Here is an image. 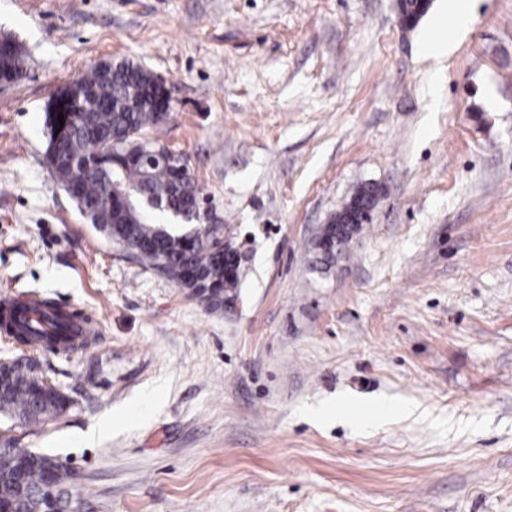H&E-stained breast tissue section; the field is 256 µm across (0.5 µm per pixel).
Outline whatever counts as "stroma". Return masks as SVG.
<instances>
[{"mask_svg":"<svg viewBox=\"0 0 512 512\" xmlns=\"http://www.w3.org/2000/svg\"><path fill=\"white\" fill-rule=\"evenodd\" d=\"M0 0V295L92 317L82 349L0 335L67 399L0 444L53 456L81 512H512V0ZM172 92L183 155L243 256L214 308L141 266L45 160L46 106L102 59ZM382 188L330 269L312 243ZM16 43V42H15ZM15 43L5 41L3 38H1L0 43V56L1 55H10L15 50ZM17 52L14 56L10 57L8 61H3V64H13V68L15 71L5 68L4 70L1 68L0 64V84H11L18 80L16 71H18V68L20 67L21 75L20 78L23 76V72L26 71V57L23 54V52L20 50L19 46L17 45Z\"/></svg>","mask_w":512,"mask_h":512,"instance_id":"obj_1","label":"stroma"}]
</instances>
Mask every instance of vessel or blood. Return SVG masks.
Returning a JSON list of instances; mask_svg holds the SVG:
<instances>
[{"label":"vessel or blood","instance_id":"1","mask_svg":"<svg viewBox=\"0 0 512 512\" xmlns=\"http://www.w3.org/2000/svg\"><path fill=\"white\" fill-rule=\"evenodd\" d=\"M20 317L45 334L59 337L58 349L62 352L72 348L73 337H84L90 333V318L72 306L59 304L49 310L34 297L17 299L1 295L0 328L11 326Z\"/></svg>","mask_w":512,"mask_h":512}]
</instances>
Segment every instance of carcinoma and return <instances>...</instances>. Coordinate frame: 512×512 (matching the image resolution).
Instances as JSON below:
<instances>
[{"instance_id": "cac0c4a2", "label": "carcinoma", "mask_w": 512, "mask_h": 512, "mask_svg": "<svg viewBox=\"0 0 512 512\" xmlns=\"http://www.w3.org/2000/svg\"><path fill=\"white\" fill-rule=\"evenodd\" d=\"M157 85L144 66L131 60L110 62L107 71L93 66L77 77L72 89L73 99L67 101L69 119L60 149L48 164L63 184L75 185L91 221L100 225L110 238L146 239L154 247L136 253L138 260L152 270H161L163 276L182 284L186 267H194L205 284L213 286L218 300L214 308L224 306L233 298L238 281L224 276V250L219 246L216 229L203 225L197 230L191 245L184 242L180 232H171L150 221L142 208L129 215H112V188L142 189L150 195L149 202L156 205L171 204L176 209L192 213L195 202L201 201V189L190 174L181 175L169 164L148 167L120 159L117 150L129 140L131 134L160 123V112L153 105ZM108 140V146L94 154L89 145L94 139ZM349 202L358 206H374L375 193L367 184L356 188ZM341 215L320 227L319 240L329 239L331 247L317 252L316 263L332 265L348 252L350 232L340 230ZM13 339L22 345L50 344L55 339L26 325L14 330ZM66 407V398L52 386L35 376L27 366L15 361L3 370L0 382V411L10 413L27 423H36ZM30 451L6 444L0 448V500L8 503L14 512H32V500L37 497L43 473L54 472L57 485L68 479L66 470L50 456L42 457L37 467H23ZM25 468L24 478L28 493L20 496L11 477Z\"/></svg>"}]
</instances>
